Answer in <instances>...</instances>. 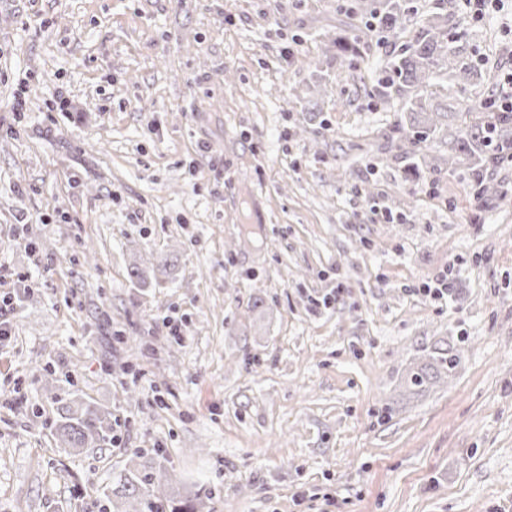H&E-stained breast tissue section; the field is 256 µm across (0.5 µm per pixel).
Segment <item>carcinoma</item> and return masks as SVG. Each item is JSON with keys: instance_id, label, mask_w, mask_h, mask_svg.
<instances>
[{"instance_id": "1", "label": "carcinoma", "mask_w": 512, "mask_h": 512, "mask_svg": "<svg viewBox=\"0 0 512 512\" xmlns=\"http://www.w3.org/2000/svg\"><path fill=\"white\" fill-rule=\"evenodd\" d=\"M356 10L366 20H373L380 33L389 40H400L406 15L418 13V5L401 0H384L379 7L363 4ZM336 60L343 62L360 55L359 38L338 34L332 40ZM460 49L450 46L448 22H434L422 29H414L404 44L388 61L382 77L378 78L368 97L376 106L383 105L401 113L394 124L398 139L407 144L406 154L414 165L428 163L430 142L442 132L440 120L444 114L438 109H427L421 92L435 72L448 74L462 90L478 78V66L462 64ZM470 109L480 119L463 129L448 133V169L463 167L472 190L479 198L498 195L490 175L509 161L512 154V114L500 112L490 95L476 100ZM459 355L451 347H439L428 354L425 361L408 372L404 379L408 388L415 389L434 384L451 376L458 366ZM112 413L72 400L59 413L55 436L66 448H87L112 439ZM155 484L149 473H138L124 480L112 495L121 499L115 505L122 512H195L190 505L177 507L164 491L152 489Z\"/></svg>"}]
</instances>
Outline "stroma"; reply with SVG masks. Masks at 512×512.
I'll use <instances>...</instances> for the list:
<instances>
[{"label": "stroma", "mask_w": 512, "mask_h": 512, "mask_svg": "<svg viewBox=\"0 0 512 512\" xmlns=\"http://www.w3.org/2000/svg\"><path fill=\"white\" fill-rule=\"evenodd\" d=\"M361 1L0 0V295L31 286L0 343V512H103L137 470L212 489L198 512H512V164L482 206L446 144L386 150L363 82L393 46ZM462 43L487 92L512 12ZM424 99L477 117L447 76ZM445 344L455 375L406 391ZM76 396L112 443L52 439Z\"/></svg>", "instance_id": "stroma-1"}]
</instances>
